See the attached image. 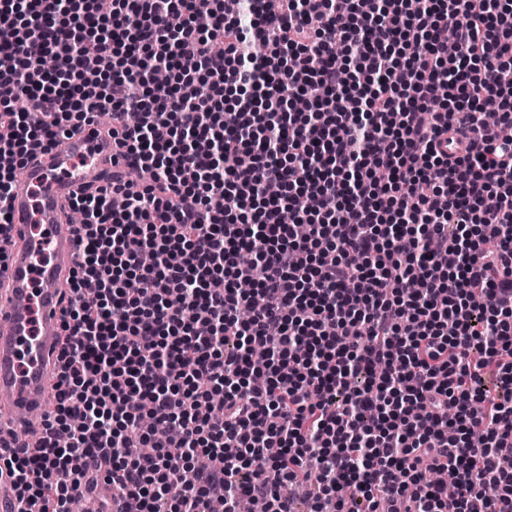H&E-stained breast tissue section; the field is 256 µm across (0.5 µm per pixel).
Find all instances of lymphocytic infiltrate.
I'll use <instances>...</instances> for the list:
<instances>
[{"mask_svg": "<svg viewBox=\"0 0 512 512\" xmlns=\"http://www.w3.org/2000/svg\"><path fill=\"white\" fill-rule=\"evenodd\" d=\"M237 2L0 0V237L99 113L151 174L74 194L54 410L0 475L37 512L101 471L128 512H512V0ZM147 416L179 437L129 456Z\"/></svg>", "mask_w": 512, "mask_h": 512, "instance_id": "1", "label": "lymphocytic infiltrate"}]
</instances>
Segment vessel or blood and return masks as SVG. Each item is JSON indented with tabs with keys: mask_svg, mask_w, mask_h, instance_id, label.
<instances>
[{
	"mask_svg": "<svg viewBox=\"0 0 512 512\" xmlns=\"http://www.w3.org/2000/svg\"><path fill=\"white\" fill-rule=\"evenodd\" d=\"M114 152L111 136L87 125L58 148L33 154L14 184L8 266L0 277V430L25 432L32 453L40 447L65 280L77 253L76 227L64 210L79 189L125 174V166H113Z\"/></svg>",
	"mask_w": 512,
	"mask_h": 512,
	"instance_id": "b4317fda",
	"label": "vessel or blood"
}]
</instances>
